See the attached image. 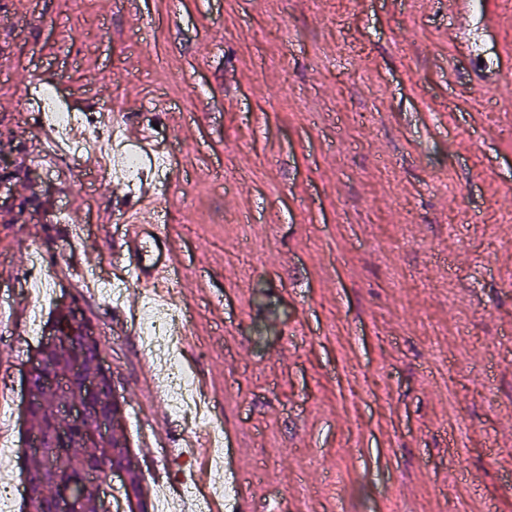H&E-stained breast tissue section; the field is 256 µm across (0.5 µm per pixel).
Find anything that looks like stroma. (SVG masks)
Listing matches in <instances>:
<instances>
[{"label": "stroma", "instance_id": "obj_1", "mask_svg": "<svg viewBox=\"0 0 512 512\" xmlns=\"http://www.w3.org/2000/svg\"><path fill=\"white\" fill-rule=\"evenodd\" d=\"M117 101L171 154L157 189L250 512H512L507 0H0V434L18 439L28 260L77 301L166 499L224 484L140 447L170 405L140 333L72 267L112 258L134 187L59 150L27 91ZM68 207L85 238L68 239Z\"/></svg>", "mask_w": 512, "mask_h": 512}]
</instances>
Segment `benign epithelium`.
Here are the masks:
<instances>
[{"mask_svg": "<svg viewBox=\"0 0 512 512\" xmlns=\"http://www.w3.org/2000/svg\"><path fill=\"white\" fill-rule=\"evenodd\" d=\"M72 328L67 331L54 330L44 337L34 350L33 357L43 361L50 351L66 354L70 359V371L64 373L51 365L43 367L42 384L53 389H74L81 396L72 397L60 406L53 408L57 421L41 430L31 432L33 386L31 369H26L22 377L24 396L19 406L20 421L25 436L23 446L26 454L37 452L45 458L47 464H52L56 456H64L72 449L79 434L86 431L99 448L112 447L113 440L123 429L124 421L120 414H105L92 409L87 393L93 390V385L101 378H107L105 387L106 399L121 401L116 390L111 372L105 367L103 355H98L90 372L83 368V358L73 349V343L93 344L97 342L94 330L80 317L79 308L69 305ZM54 487L53 512H74L76 490L73 486L58 484L54 473H49Z\"/></svg>", "mask_w": 512, "mask_h": 512, "instance_id": "obj_1", "label": "benign epithelium"}]
</instances>
